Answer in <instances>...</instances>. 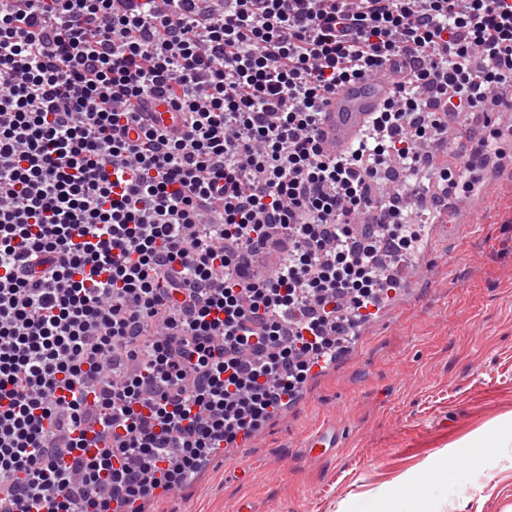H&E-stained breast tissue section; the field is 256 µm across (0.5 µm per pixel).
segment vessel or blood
Listing matches in <instances>:
<instances>
[{
    "label": "vessel or blood",
    "mask_w": 512,
    "mask_h": 512,
    "mask_svg": "<svg viewBox=\"0 0 512 512\" xmlns=\"http://www.w3.org/2000/svg\"><path fill=\"white\" fill-rule=\"evenodd\" d=\"M394 89L393 76L364 77L326 97L319 122V141L323 151L338 155L348 151L361 137L374 112ZM342 433L337 422L325 423L306 441L315 457L339 447Z\"/></svg>",
    "instance_id": "1"
}]
</instances>
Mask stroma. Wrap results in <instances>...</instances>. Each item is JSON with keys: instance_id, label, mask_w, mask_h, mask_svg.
Segmentation results:
<instances>
[{"instance_id": "stroma-1", "label": "stroma", "mask_w": 512, "mask_h": 512, "mask_svg": "<svg viewBox=\"0 0 512 512\" xmlns=\"http://www.w3.org/2000/svg\"><path fill=\"white\" fill-rule=\"evenodd\" d=\"M463 221L286 412L149 512H512V181ZM332 419L340 448L310 458Z\"/></svg>"}]
</instances>
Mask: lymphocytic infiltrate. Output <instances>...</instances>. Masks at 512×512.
<instances>
[{"label": "lymphocytic infiltrate", "mask_w": 512, "mask_h": 512, "mask_svg": "<svg viewBox=\"0 0 512 512\" xmlns=\"http://www.w3.org/2000/svg\"><path fill=\"white\" fill-rule=\"evenodd\" d=\"M209 2L0 0V512H121L194 474L396 290L410 178L464 199L496 155L498 129L458 170L426 148L512 110V0ZM389 67L326 155L323 99Z\"/></svg>", "instance_id": "obj_1"}]
</instances>
